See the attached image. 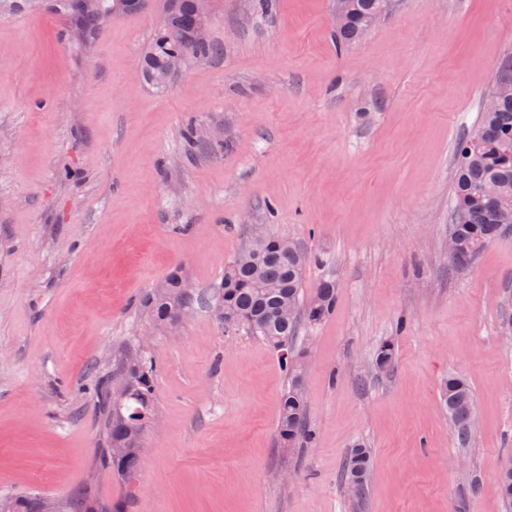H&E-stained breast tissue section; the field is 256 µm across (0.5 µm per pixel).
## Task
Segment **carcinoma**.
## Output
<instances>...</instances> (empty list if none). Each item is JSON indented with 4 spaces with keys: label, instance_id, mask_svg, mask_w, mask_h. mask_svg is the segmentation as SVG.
I'll use <instances>...</instances> for the list:
<instances>
[{
    "label": "carcinoma",
    "instance_id": "carcinoma-1",
    "mask_svg": "<svg viewBox=\"0 0 512 512\" xmlns=\"http://www.w3.org/2000/svg\"><path fill=\"white\" fill-rule=\"evenodd\" d=\"M80 0H62L72 24L91 38L114 18L113 0H91L83 8ZM388 0H344L342 20L336 24V43L349 45L362 40L375 21L387 11ZM197 22L196 0H176L171 26L155 31L141 55V71L149 85L165 91L173 73L166 63L175 56L206 60L213 53L210 41L188 40ZM448 229L458 238V247L448 260L458 267L473 263L482 249L512 231V56L503 59L492 89L484 103L477 132L462 143L454 175V204ZM319 258L293 240L266 231L260 240L249 244L224 265L219 287L209 298L210 308L228 330L244 329L258 336L278 354L288 373V389L280 399L277 435L284 448L301 447L312 439L306 422L302 383L307 355L294 347L300 323L318 324L336 308V283L321 280L314 296L304 300L303 272ZM165 291L149 295L144 303L155 318L169 323L180 311L190 309L184 281L171 275ZM395 343L390 338L379 342L373 363L381 373L392 370L396 359ZM119 394L112 393V378L100 377L97 397L106 408L105 444L101 464L132 482L141 471L139 452L146 423L154 409L153 366L143 350L125 354ZM441 403L448 413L457 440L470 444L475 403L467 380L450 375L441 387ZM371 467L370 450L358 445L341 474L353 496H366ZM496 482L500 496L512 505V467L502 468ZM14 512H41V496L28 493L12 498Z\"/></svg>",
    "mask_w": 512,
    "mask_h": 512
}]
</instances>
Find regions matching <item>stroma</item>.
Segmentation results:
<instances>
[{
    "mask_svg": "<svg viewBox=\"0 0 512 512\" xmlns=\"http://www.w3.org/2000/svg\"><path fill=\"white\" fill-rule=\"evenodd\" d=\"M168 0L71 36L59 0H0V498L81 492L108 512H504L512 461V234L448 260L461 143L477 131L512 0H391L337 47L336 0H212L220 52L158 92L140 56ZM206 142L187 143V125ZM319 257L335 311L301 324L302 448L277 441L288 374L205 300L253 226ZM181 273L176 327L143 298ZM394 339L390 374L370 365ZM152 358L154 423L132 486L97 466L94 388ZM475 395L461 447L440 401ZM370 449L369 491L341 483Z\"/></svg>",
    "mask_w": 512,
    "mask_h": 512,
    "instance_id": "obj_1",
    "label": "stroma"
}]
</instances>
